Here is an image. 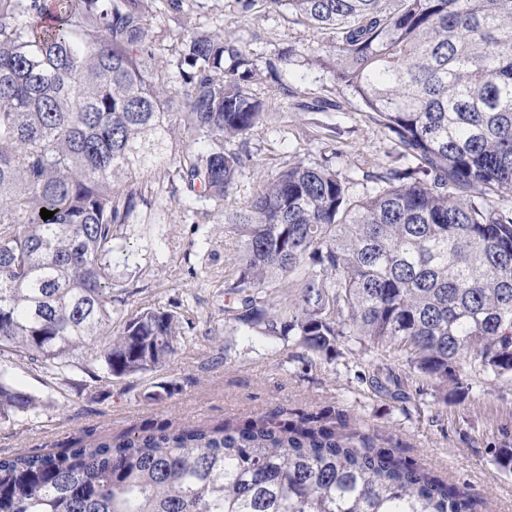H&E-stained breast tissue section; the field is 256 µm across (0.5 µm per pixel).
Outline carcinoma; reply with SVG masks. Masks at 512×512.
Listing matches in <instances>:
<instances>
[{"label":"carcinoma","instance_id":"cac0c4a2","mask_svg":"<svg viewBox=\"0 0 512 512\" xmlns=\"http://www.w3.org/2000/svg\"><path fill=\"white\" fill-rule=\"evenodd\" d=\"M158 0H0V363L121 378L181 344L167 309L125 316L113 294L116 225L149 205L146 172L177 171L186 210L217 207L246 158L227 144L265 117L248 50L192 27L178 73L155 62ZM335 44L336 80L387 130L407 167L349 192L296 161L224 211L238 257L229 319L315 355L341 341L397 401L512 374V0H261ZM230 66H225V62ZM187 147L176 152L172 134ZM54 212L44 220L41 209ZM297 289L288 300V289ZM91 352L76 365L74 353ZM39 397L0 371V423ZM0 512H473L468 497L364 434L263 419L131 434L0 458Z\"/></svg>","mask_w":512,"mask_h":512}]
</instances>
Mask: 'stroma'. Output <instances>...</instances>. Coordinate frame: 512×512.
I'll use <instances>...</instances> for the list:
<instances>
[{
  "instance_id": "stroma-1",
  "label": "stroma",
  "mask_w": 512,
  "mask_h": 512,
  "mask_svg": "<svg viewBox=\"0 0 512 512\" xmlns=\"http://www.w3.org/2000/svg\"><path fill=\"white\" fill-rule=\"evenodd\" d=\"M191 17L199 29L246 46L255 64L251 90L271 118L246 137L250 166L223 207L202 200L187 212L182 182L148 172L141 181L154 199L151 208H140L117 229L116 289L131 290L135 308L181 312L185 340L156 371L103 375L85 381L81 391L82 373L55 378L35 362L8 364L12 383L43 405L0 425V457L57 453L165 426L305 420L369 435L396 458L471 497L475 512H512V472L494 463L496 450L512 448L511 376L492 384L473 378L468 393L449 389L444 403L415 377L401 403L357 378L344 345L327 356L303 357L287 337L245 330L226 318L224 279L238 243L224 234L223 210L247 201L261 174L325 156L354 195L371 194L372 174L394 167L399 148L325 66L334 52L328 37L296 22L288 8L272 13L260 0L248 8L242 0H202ZM284 52L291 55L286 66L279 63ZM199 212L207 216L200 224Z\"/></svg>"
}]
</instances>
